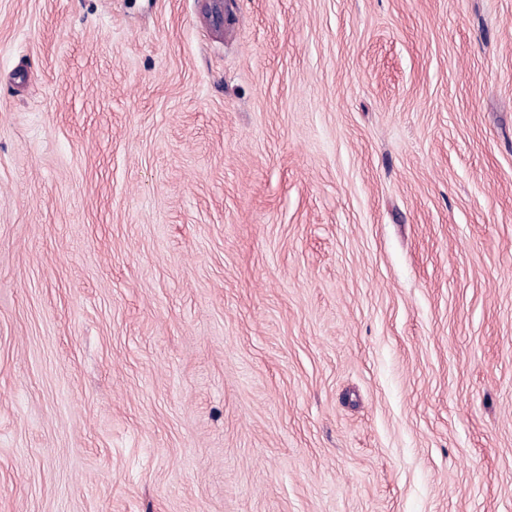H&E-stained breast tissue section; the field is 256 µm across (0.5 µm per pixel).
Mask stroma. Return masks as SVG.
I'll use <instances>...</instances> for the list:
<instances>
[{
	"label": "stroma",
	"instance_id": "obj_1",
	"mask_svg": "<svg viewBox=\"0 0 512 512\" xmlns=\"http://www.w3.org/2000/svg\"><path fill=\"white\" fill-rule=\"evenodd\" d=\"M0 512H512V0H0Z\"/></svg>",
	"mask_w": 512,
	"mask_h": 512
}]
</instances>
